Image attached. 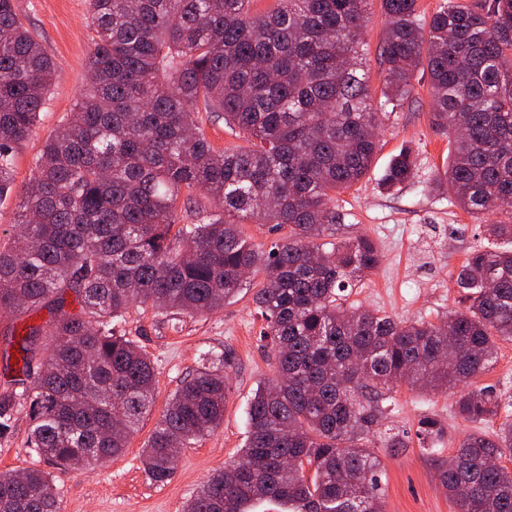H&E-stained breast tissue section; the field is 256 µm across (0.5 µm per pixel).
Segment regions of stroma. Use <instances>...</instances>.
Segmentation results:
<instances>
[{
    "mask_svg": "<svg viewBox=\"0 0 512 512\" xmlns=\"http://www.w3.org/2000/svg\"><path fill=\"white\" fill-rule=\"evenodd\" d=\"M15 6L22 23L53 58L56 71L46 103L18 150L12 193L0 200V249L20 231V204L42 146L89 91L87 61L93 47L87 0H15ZM384 28L381 0H371L362 31L368 45L362 65L370 101L383 114L378 151L362 180L334 195L336 221L326 226L321 240L332 244L361 235L372 238L381 262L354 289L353 300L396 319L436 323L465 307L454 275L467 254L497 247L498 242L448 195L432 190V179L448 162L451 143L429 124L427 81L416 82L401 105L387 104V71L379 54ZM405 147L418 154L416 173L398 189L384 191L380 179L391 158ZM262 281V274L250 276L234 299L207 315L163 314L135 305L114 321L116 334L132 340L156 366L153 405L123 456L82 470H52L60 512H182L212 474L237 459L246 439L249 402L258 383L275 372L270 342L262 336L265 322L255 303ZM213 360L220 361L228 381L224 422L214 434L181 448L171 479L156 484L143 471L139 454L184 380ZM395 398V425L411 429L420 417L433 414L447 422L448 438L440 456L422 452L415 443L381 449L385 512H457L440 481L439 465L442 456L454 454L461 440L475 431V424L451 414V399L442 392L424 394L403 385ZM29 426V408H17L10 428L0 433V474L47 467L28 443Z\"/></svg>",
    "mask_w": 512,
    "mask_h": 512,
    "instance_id": "1",
    "label": "stroma"
}]
</instances>
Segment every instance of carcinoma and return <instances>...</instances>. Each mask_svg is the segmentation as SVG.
I'll return each instance as SVG.
<instances>
[{
    "instance_id": "1",
    "label": "carcinoma",
    "mask_w": 512,
    "mask_h": 512,
    "mask_svg": "<svg viewBox=\"0 0 512 512\" xmlns=\"http://www.w3.org/2000/svg\"><path fill=\"white\" fill-rule=\"evenodd\" d=\"M89 0L96 33L91 91L48 140L25 191L20 234L0 250V309L51 313L14 335L20 391L0 396V432L29 402V444L50 464L88 467L121 455L153 403L156 369L112 321L134 304L208 314L233 298L241 271L263 272L256 304L266 321L274 378L250 402L240 456L215 473L184 512H247L273 499L288 512H383L377 433L395 406L394 386L454 395L453 415L483 423L509 412L478 377L512 341V248L478 249L455 284L464 312L437 324L378 315L348 301L380 263L362 235L326 250L336 223L331 193L370 169L381 113L369 103L358 47L368 0ZM387 26L384 96H409L426 67L432 129L453 138L433 188L467 212H512V0L472 8L447 0L423 24L417 0H381ZM54 62L0 0V199L10 192L16 150L45 104ZM224 113L248 148L215 151L195 120ZM411 148L393 156L381 186L415 173ZM203 188L215 205L178 241L168 237L182 191ZM288 227L264 250L239 224ZM79 306L65 311L67 295ZM51 337L40 353L39 336ZM224 370L185 380L140 458L156 483L171 478V449L224 423ZM448 426L417 423L419 446L439 452ZM512 421L465 437L440 468L458 512H512ZM50 472L0 474V512H58Z\"/></svg>"
}]
</instances>
